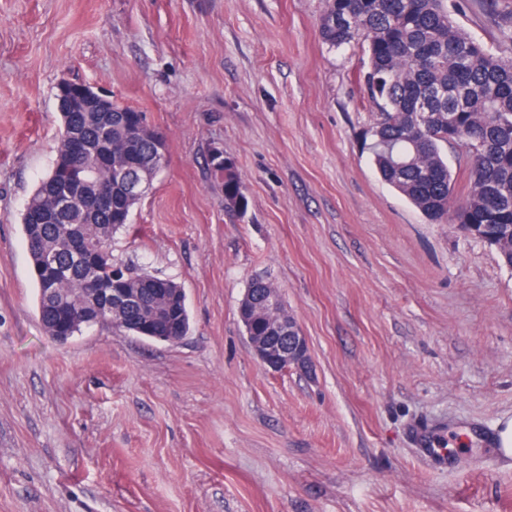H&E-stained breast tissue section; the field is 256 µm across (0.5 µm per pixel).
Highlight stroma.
Wrapping results in <instances>:
<instances>
[{"mask_svg": "<svg viewBox=\"0 0 512 512\" xmlns=\"http://www.w3.org/2000/svg\"><path fill=\"white\" fill-rule=\"evenodd\" d=\"M458 25L501 39L482 0ZM323 0H0V512H512V459L449 439L512 419V270L433 224L371 163L362 48L329 49ZM109 89L166 137L114 235L116 263L179 284L176 343L37 314L21 214L58 139L57 85ZM223 149L246 214L207 166ZM265 276L312 369L263 367L238 317ZM410 439L418 458L448 468L452 461L447 455V437L442 430L428 422H418L410 430Z\"/></svg>", "mask_w": 512, "mask_h": 512, "instance_id": "35a3bbf8", "label": "stroma"}]
</instances>
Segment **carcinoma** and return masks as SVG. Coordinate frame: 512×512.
I'll use <instances>...</instances> for the list:
<instances>
[{
    "mask_svg": "<svg viewBox=\"0 0 512 512\" xmlns=\"http://www.w3.org/2000/svg\"><path fill=\"white\" fill-rule=\"evenodd\" d=\"M319 33L332 50L360 45L368 56L362 81L378 119L372 127L373 163L381 179L437 224H476L478 239L512 266V61L477 41L451 17L447 0H324ZM458 113L448 132V113ZM140 113L112 103L110 112L61 113L62 128L48 176L22 213L31 259L39 320L49 336L66 320L70 336L90 328L81 320L86 281L112 287V237L129 224L142 199L99 169L112 153L127 179L153 181L165 155L155 142L161 131L139 127ZM79 137L87 154L74 160L69 143ZM467 146L468 188L457 192L443 148ZM209 169L224 180V204L232 216L248 200L232 159L213 148ZM123 288L137 295L125 323L135 334L158 301L169 304L166 326L154 336H185L190 322L185 293L170 279L144 270L123 271ZM47 288L59 293L49 296Z\"/></svg>",
    "mask_w": 512,
    "mask_h": 512,
    "instance_id": "carcinoma-1",
    "label": "carcinoma"
}]
</instances>
